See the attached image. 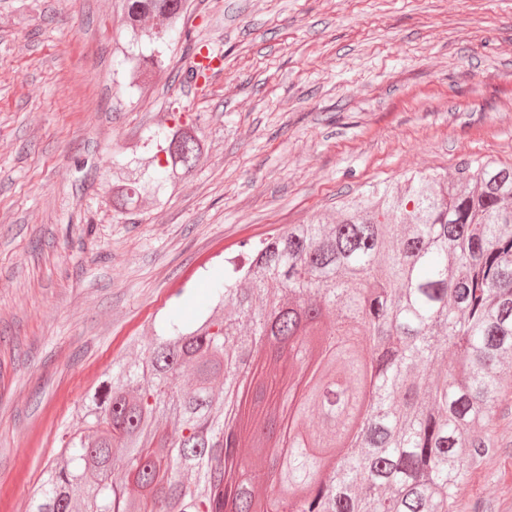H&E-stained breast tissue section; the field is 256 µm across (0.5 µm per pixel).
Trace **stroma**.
Wrapping results in <instances>:
<instances>
[{
	"label": "stroma",
	"mask_w": 512,
	"mask_h": 512,
	"mask_svg": "<svg viewBox=\"0 0 512 512\" xmlns=\"http://www.w3.org/2000/svg\"><path fill=\"white\" fill-rule=\"evenodd\" d=\"M120 0H0V512H28L113 362L196 324L241 242L371 185L512 165V0H190L205 91L119 89ZM201 114L211 147L166 204L105 201L115 146ZM83 167H76L75 159ZM456 512H512V377Z\"/></svg>",
	"instance_id": "1"
}]
</instances>
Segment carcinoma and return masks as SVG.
I'll return each mask as SVG.
<instances>
[{
	"instance_id": "carcinoma-1",
	"label": "carcinoma",
	"mask_w": 512,
	"mask_h": 512,
	"mask_svg": "<svg viewBox=\"0 0 512 512\" xmlns=\"http://www.w3.org/2000/svg\"><path fill=\"white\" fill-rule=\"evenodd\" d=\"M122 10L120 88L146 92L186 0ZM208 150L199 119L157 113L108 202L164 205ZM212 300L113 365L30 512H453L512 374V167L373 185L247 244Z\"/></svg>"
}]
</instances>
